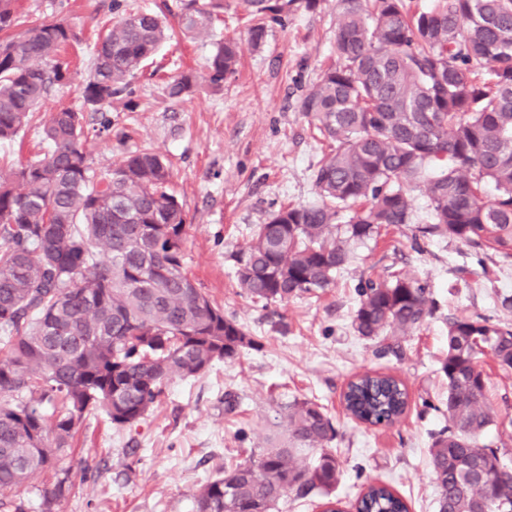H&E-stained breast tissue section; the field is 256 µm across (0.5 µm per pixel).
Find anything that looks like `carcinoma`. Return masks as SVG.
Here are the masks:
<instances>
[{"label": "carcinoma", "mask_w": 512, "mask_h": 512, "mask_svg": "<svg viewBox=\"0 0 512 512\" xmlns=\"http://www.w3.org/2000/svg\"><path fill=\"white\" fill-rule=\"evenodd\" d=\"M320 2L242 0L256 43L267 22ZM222 10L224 0H186L181 33L210 34ZM17 25L15 0H0V141L68 81L61 51L77 40L62 22L18 36ZM165 36L159 14L124 11L96 44L84 103L104 112L131 95ZM333 52L336 62L296 103L336 144L314 172L318 200L280 208L231 254L242 293L267 306L335 287L352 246L412 223L415 191L431 209L422 235L512 259V0H434L421 12L407 0H338ZM237 60L233 42L217 44L203 80L223 87ZM195 82L182 72L166 92L182 99ZM83 119L69 108L50 113L49 150L17 168L0 163V495L48 471L43 512L72 492L59 463L86 413L132 426L162 402L172 377H196L256 346L184 268L186 215L167 190L164 156L143 148L98 172L83 148ZM355 294L351 328L381 355H403L400 337L434 313L427 284L398 270L360 280ZM447 327L448 425L429 447L436 512H503L512 506V458L485 442L500 414L481 362L512 369V323L476 315L450 317ZM342 398L348 415L372 427L395 424L410 402L406 385L380 372L356 376ZM283 419L286 442L199 485L196 512H272L290 493L341 504L332 417L296 397ZM303 448L318 451L311 467L295 463ZM352 508L409 512L380 482Z\"/></svg>", "instance_id": "1"}]
</instances>
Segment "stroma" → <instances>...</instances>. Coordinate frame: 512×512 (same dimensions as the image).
Returning a JSON list of instances; mask_svg holds the SVG:
<instances>
[{
    "label": "stroma",
    "mask_w": 512,
    "mask_h": 512,
    "mask_svg": "<svg viewBox=\"0 0 512 512\" xmlns=\"http://www.w3.org/2000/svg\"><path fill=\"white\" fill-rule=\"evenodd\" d=\"M16 5L18 32L36 19L62 22L79 41L67 51V84L54 89L15 140L0 142V161L35 159L47 147L43 121L61 107L83 112L89 130L83 147L96 169L137 149H155L171 164L170 191L189 224L190 276L259 343L197 377L173 378L158 409L134 426L119 429L104 412L86 414L61 461L72 493L53 512H195L197 486L280 433V407L296 396L317 400L333 418L338 436L332 448L342 463L335 495L343 504L353 503L367 484L382 481L407 500L410 512H436L427 450L431 432L447 423L439 371L447 348L445 319L504 318L495 295L512 294V261L482 263L462 243L415 240L417 225L430 221L420 193L414 196L412 223L357 247L337 287L320 297L254 303L240 295L230 258L282 206L317 199L313 172L329 147L295 103L334 60L337 0L268 23L258 44L250 38L241 0H224V15L210 36L187 41L176 35L161 47L132 81L133 109L114 104L112 130L101 135L98 114L84 108L82 88L97 36L114 16L112 0ZM225 39L236 43L239 65L223 90L202 83L183 99H169L167 80L182 69L204 75L217 42ZM388 266L425 281L439 303L399 358L378 355L350 327L360 277L383 274ZM367 370L397 375L407 384L411 405L399 423L368 428L346 417L340 395L355 374ZM228 392L241 403L232 413L224 404ZM87 465L97 469V480L84 479Z\"/></svg>",
    "instance_id": "35a3bbf8"
}]
</instances>
